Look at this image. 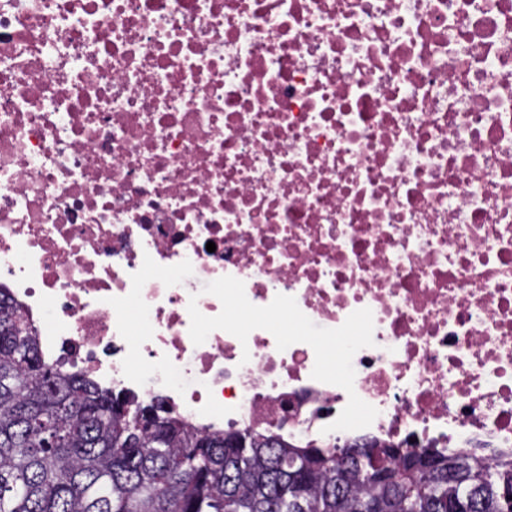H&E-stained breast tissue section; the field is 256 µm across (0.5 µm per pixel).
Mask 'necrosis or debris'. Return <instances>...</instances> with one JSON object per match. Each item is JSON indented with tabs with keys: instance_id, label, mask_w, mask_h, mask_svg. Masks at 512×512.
Masks as SVG:
<instances>
[{
	"instance_id": "1",
	"label": "necrosis or debris",
	"mask_w": 512,
	"mask_h": 512,
	"mask_svg": "<svg viewBox=\"0 0 512 512\" xmlns=\"http://www.w3.org/2000/svg\"><path fill=\"white\" fill-rule=\"evenodd\" d=\"M0 286L203 432L511 456L512 0H0Z\"/></svg>"
}]
</instances>
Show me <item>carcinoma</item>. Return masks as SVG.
I'll use <instances>...</instances> for the list:
<instances>
[{
  "label": "carcinoma",
  "instance_id": "carcinoma-1",
  "mask_svg": "<svg viewBox=\"0 0 512 512\" xmlns=\"http://www.w3.org/2000/svg\"><path fill=\"white\" fill-rule=\"evenodd\" d=\"M19 309L0 288V512H512L511 459L202 434L47 362Z\"/></svg>",
  "mask_w": 512,
  "mask_h": 512
}]
</instances>
